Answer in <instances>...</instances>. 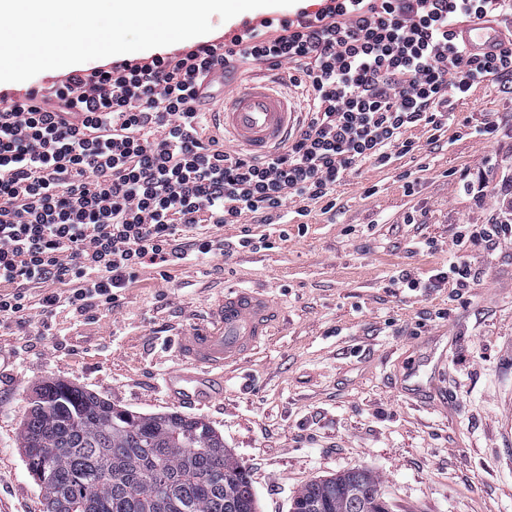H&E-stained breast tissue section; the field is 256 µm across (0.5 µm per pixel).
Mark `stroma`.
Here are the masks:
<instances>
[{"instance_id": "1", "label": "stroma", "mask_w": 512, "mask_h": 512, "mask_svg": "<svg viewBox=\"0 0 512 512\" xmlns=\"http://www.w3.org/2000/svg\"><path fill=\"white\" fill-rule=\"evenodd\" d=\"M454 112L511 128L512 89L480 85ZM456 130L433 143L427 128L411 129L418 151L346 175L330 212L312 202L299 216L294 198L285 225H226L223 254L178 263L165 278L139 269L116 306L46 308L44 289H29L26 310L0 321V512L45 510L18 433L49 379L133 412L203 417L247 470L258 512H290L306 483L353 469L377 475L391 512H512V243L457 244L461 225L485 223L512 179V138ZM481 167L489 188L479 204L461 174ZM405 173L418 182L414 195ZM420 207L424 223H406ZM246 229L269 248H238ZM459 258L476 275L472 287L398 284ZM234 285L265 290L280 318L225 371L221 398L177 405L164 388L171 343ZM409 362L415 383L445 394L446 407L397 392Z\"/></svg>"}]
</instances>
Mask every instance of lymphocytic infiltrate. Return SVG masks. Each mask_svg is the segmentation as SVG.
<instances>
[{"label": "lymphocytic infiltrate", "instance_id": "1", "mask_svg": "<svg viewBox=\"0 0 512 512\" xmlns=\"http://www.w3.org/2000/svg\"><path fill=\"white\" fill-rule=\"evenodd\" d=\"M509 16L512 0H317L228 38L0 89V319L36 285L46 308L114 305L139 268L223 254L225 225L275 223L294 197L334 208L345 174L417 151L410 129L444 133L454 100L512 85V28L486 54L453 32ZM246 64L310 95L288 145L259 158L203 135L199 87ZM464 238L512 239V180Z\"/></svg>", "mask_w": 512, "mask_h": 512}]
</instances>
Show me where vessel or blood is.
<instances>
[{"label":"vessel or blood","instance_id":"vessel-or-blood-1","mask_svg":"<svg viewBox=\"0 0 512 512\" xmlns=\"http://www.w3.org/2000/svg\"><path fill=\"white\" fill-rule=\"evenodd\" d=\"M500 27L493 22L464 23L458 41L471 53L494 49ZM210 116L237 150L263 156L288 142L301 117L297 97L272 81L233 85L207 103ZM275 321L274 300L256 288L230 287L202 319L173 344L179 364L164 378L170 393L188 401L215 397L225 369L240 362L269 336Z\"/></svg>","mask_w":512,"mask_h":512}]
</instances>
